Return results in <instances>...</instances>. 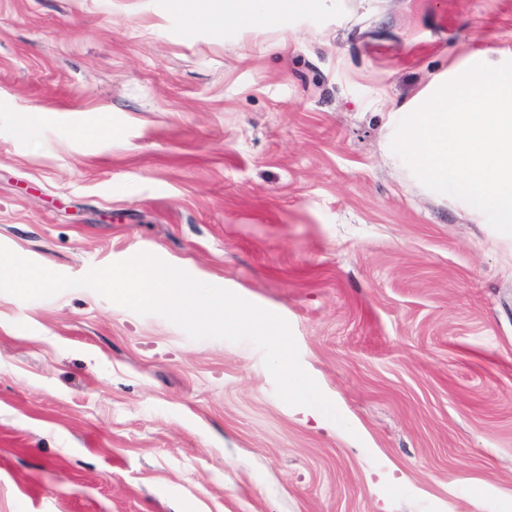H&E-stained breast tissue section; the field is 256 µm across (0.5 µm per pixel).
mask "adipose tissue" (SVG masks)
Instances as JSON below:
<instances>
[{"mask_svg": "<svg viewBox=\"0 0 512 512\" xmlns=\"http://www.w3.org/2000/svg\"><path fill=\"white\" fill-rule=\"evenodd\" d=\"M332 3L333 0H225L223 13H208L202 15L201 20L215 25L226 16H248L281 25L288 20L296 21L313 10L330 12Z\"/></svg>", "mask_w": 512, "mask_h": 512, "instance_id": "ef3b65f1", "label": "adipose tissue"}]
</instances>
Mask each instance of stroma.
<instances>
[{
  "label": "stroma",
  "instance_id": "obj_1",
  "mask_svg": "<svg viewBox=\"0 0 512 512\" xmlns=\"http://www.w3.org/2000/svg\"><path fill=\"white\" fill-rule=\"evenodd\" d=\"M223 9L0 0V245L72 278L146 252L278 314L345 423L251 344L0 292V512H512V238L385 148L465 48L512 49V0L292 41L192 22Z\"/></svg>",
  "mask_w": 512,
  "mask_h": 512
}]
</instances>
